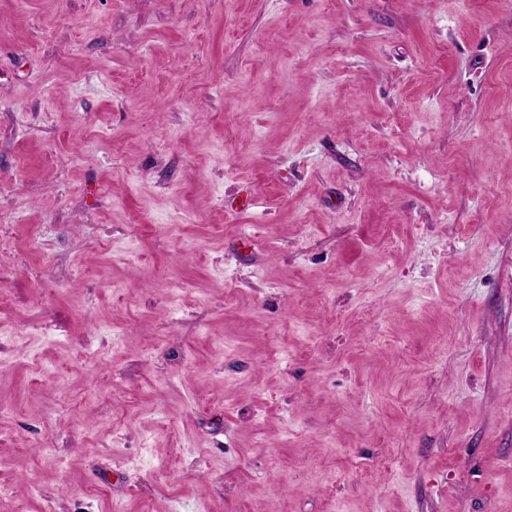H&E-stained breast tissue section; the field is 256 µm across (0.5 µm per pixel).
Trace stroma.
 Segmentation results:
<instances>
[{
	"label": "stroma",
	"mask_w": 512,
	"mask_h": 512,
	"mask_svg": "<svg viewBox=\"0 0 512 512\" xmlns=\"http://www.w3.org/2000/svg\"><path fill=\"white\" fill-rule=\"evenodd\" d=\"M1 482L512 512V8L0 0Z\"/></svg>",
	"instance_id": "1"
}]
</instances>
